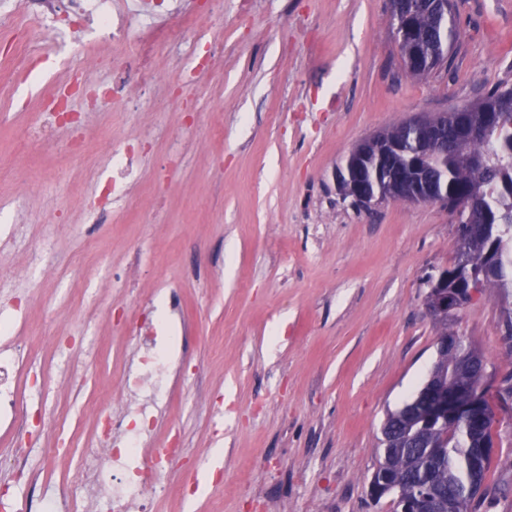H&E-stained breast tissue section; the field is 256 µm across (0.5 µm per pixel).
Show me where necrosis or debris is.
<instances>
[{
	"label": "necrosis or debris",
	"instance_id": "4bbe7bcc",
	"mask_svg": "<svg viewBox=\"0 0 512 512\" xmlns=\"http://www.w3.org/2000/svg\"><path fill=\"white\" fill-rule=\"evenodd\" d=\"M170 16V23L161 25L149 36L129 40L133 25L143 19ZM40 24V42L65 46L71 42L73 22H87L95 40L111 43L124 42L126 50L120 71L104 95L110 99H124L145 88L161 84L163 76L149 71L145 60L156 47H178L198 28L200 14H184L178 0H0V23L10 24L15 36L7 50L0 51V70L15 73L26 70L37 55V43L23 38L28 20ZM96 57L85 55L75 58L40 112L36 125L43 135L27 140V147H40L43 137L52 136L62 129L63 112L69 108L71 87L82 84L97 66ZM71 154L94 151L112 171L108 185L96 187L94 194L110 198L116 195L121 183L133 172V158L126 150L113 147L111 137L79 138L77 144H66ZM18 371L16 362L0 355V408L9 410L15 429L28 424L27 411L14 386ZM122 420L124 430L118 444L92 451L93 465L81 466L76 474L83 488L81 497L70 500L66 512H131L132 507L146 508L152 483L139 465L140 439L149 424L146 411L126 408Z\"/></svg>",
	"mask_w": 512,
	"mask_h": 512
}]
</instances>
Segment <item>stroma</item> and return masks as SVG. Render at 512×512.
Returning <instances> with one entry per match:
<instances>
[{
	"instance_id": "35a3bbf8",
	"label": "stroma",
	"mask_w": 512,
	"mask_h": 512,
	"mask_svg": "<svg viewBox=\"0 0 512 512\" xmlns=\"http://www.w3.org/2000/svg\"><path fill=\"white\" fill-rule=\"evenodd\" d=\"M209 10L202 41L152 56L168 84L112 104V143L137 165L100 221L89 188L112 173L98 160L14 163L59 59L35 58L0 96V316L21 330L0 351L31 366L27 433L0 419V488L28 492L11 464L28 447L40 493L64 500L100 416L129 399L147 328L168 360L144 453L182 450L150 512H391L368 494L380 427L436 360L426 278L453 263L457 226L435 202L356 208L336 168L374 133L512 87V0H458L451 66L424 79L403 72L388 0ZM202 43L223 60L198 72ZM502 306L475 296L452 325L499 376ZM487 399L483 512H512V405Z\"/></svg>"
}]
</instances>
